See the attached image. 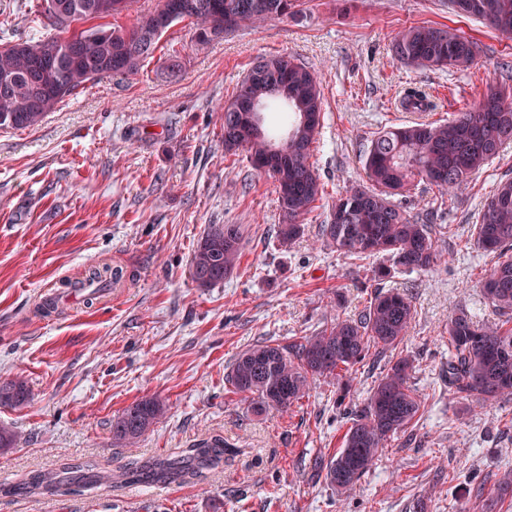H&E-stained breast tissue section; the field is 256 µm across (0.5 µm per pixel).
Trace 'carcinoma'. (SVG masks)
<instances>
[{"instance_id": "cac0c4a2", "label": "carcinoma", "mask_w": 512, "mask_h": 512, "mask_svg": "<svg viewBox=\"0 0 512 512\" xmlns=\"http://www.w3.org/2000/svg\"><path fill=\"white\" fill-rule=\"evenodd\" d=\"M120 0H44L45 13L56 30L53 36L18 38L0 47V129L38 125L67 97L88 83L113 73L135 76L154 53L162 35L186 21L198 49L240 29L262 26L296 13L298 0H159L168 22L154 27L149 14L136 17L129 28L101 25L70 31L72 24L113 17L130 11L117 8ZM452 9L473 17L512 39V0H450ZM54 42L58 56L45 66L46 47ZM394 58L406 67L468 68L476 58V43L450 27L409 26L393 36ZM267 70L287 87L288 98L272 93L260 77ZM245 96L269 107L281 104L285 128L280 134L257 136L236 123L239 98ZM323 91L317 76L296 57L277 52L257 58L224 103V152L244 150L253 166L270 165L272 145L288 137V189L278 190L282 224L278 240L292 246L301 237L303 217L321 199L323 184L309 163L321 120H304L303 113L321 115ZM512 140V97L490 89L482 99L444 121H412L378 132L364 154L370 185L354 186L336 198L330 222L322 225L323 244L347 258L366 261L382 254L390 265L373 267L374 278L391 271L428 270L441 259L435 228L422 224L391 197L417 182L435 186L442 194L456 190ZM473 246L496 252L499 261L481 283L484 297L503 320L483 324L464 311L448 319V388L462 400L482 407L512 395V179L498 184L484 202L471 233ZM242 232L237 224H211L194 249L193 280L201 288L221 283L240 263ZM122 272L108 264H92L79 284L96 295L110 288ZM413 317L411 301L392 290L378 291L356 318H336L310 336L288 345L271 340L255 342L243 351L227 375L230 392L250 411L262 416L286 412L308 395L312 383L336 380L337 406H347L350 426L342 446L323 463L328 486L351 493L371 469L379 451L395 434L407 429L421 407L410 385L413 360L399 358L361 403L345 404L352 389L354 368L370 357L397 347ZM31 392L21 377L0 383V406L17 408ZM166 413L157 398H144L112 420V440L134 444ZM224 438L201 441L173 458L146 462L140 475L157 482L202 480L224 465ZM66 472L37 473L29 486L44 494L63 496L76 485Z\"/></svg>"}]
</instances>
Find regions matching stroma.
I'll use <instances>...</instances> for the list:
<instances>
[{"label": "stroma", "mask_w": 512, "mask_h": 512, "mask_svg": "<svg viewBox=\"0 0 512 512\" xmlns=\"http://www.w3.org/2000/svg\"><path fill=\"white\" fill-rule=\"evenodd\" d=\"M294 17L229 34L196 49L179 23L163 34L138 75H111L66 98L36 127L0 130V380L23 377L31 399L0 407L18 435L0 453L7 485L36 471L97 465V487L62 496L2 494L0 512H512L497 484L512 470V397L470 410L443 371L449 317L497 315L480 283L493 254L467 247L477 210L512 178V142L454 193L426 184L394 201L434 213L445 227L444 258L428 272L375 281L369 262L324 246L333 200L366 183L363 156L377 132L415 120L451 118L490 89L506 86L512 39L456 14L448 0H299ZM411 25L448 26L480 47L467 69L397 63L392 36ZM53 27L36 0H0V42ZM295 55L322 81L324 107L310 161L325 195L304 233L281 246L278 194L246 152H224L221 104L257 57ZM432 107L406 112L407 90ZM212 224H237L240 264L224 282L198 287L194 247ZM121 268L119 285L95 298L66 293L91 263ZM407 294L414 319L406 339L354 374L362 402L390 366L408 355L422 401L405 431L383 448L348 495L317 462L342 444L347 418L326 379L285 413L254 416L229 393L234 360L261 339L287 344L336 316L357 317L377 287ZM59 299L44 314L47 296ZM156 397L164 418L131 448L112 443V420ZM223 436L229 454L206 479L141 484L128 493L125 465L168 456Z\"/></svg>", "instance_id": "35a3bbf8"}]
</instances>
